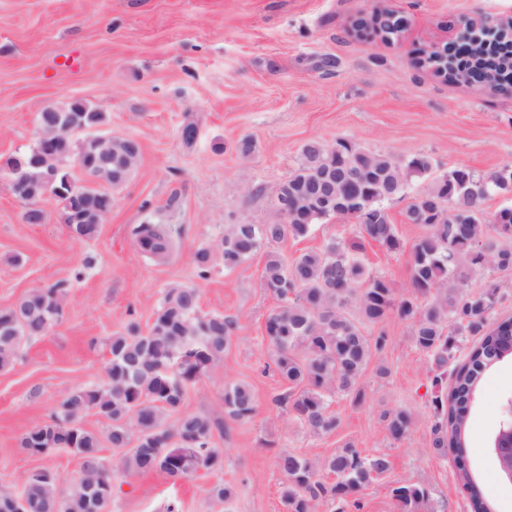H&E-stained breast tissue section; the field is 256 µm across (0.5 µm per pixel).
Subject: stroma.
<instances>
[{"label":"stroma","mask_w":512,"mask_h":512,"mask_svg":"<svg viewBox=\"0 0 512 512\" xmlns=\"http://www.w3.org/2000/svg\"><path fill=\"white\" fill-rule=\"evenodd\" d=\"M386 11L406 21L394 43L355 33L358 20ZM480 15L512 19V0H0V162L34 144L42 109L73 99L105 113L97 134L132 138L142 149L91 239L70 237L49 197L40 202L45 221L26 223L25 206L0 170V309L32 288L55 285L64 293L59 321L0 370V486L20 488L41 464L69 489L80 476L78 459L59 451L36 460L21 448L22 434L49 420L74 389L101 385L112 336L132 320L151 324L165 290L189 285L203 311L234 318L238 328L223 362L189 388L183 411L220 416L230 383H247L255 395L253 415L225 420L214 437L234 495L212 498L214 478L202 471L175 485L155 473L117 474L111 512H162L172 498L181 512H286L277 453L319 460L348 443L392 462L362 490L363 512H399L391 490L400 482L428 485L430 512H470L451 457L433 444L432 399L451 382L439 380L433 358L415 348L410 321L389 317L376 357L389 375L367 369L361 403L334 396L340 425L316 435L276 402L285 387L264 336L277 301L259 286L263 254L206 279L194 255L220 240L225 225L282 223L275 190L312 139L331 145L349 138L402 163L425 154L438 175L460 167L488 175L512 165V94L452 83L417 64L422 51L453 39L459 18ZM190 123L197 134L188 143L182 131ZM246 139L254 144L247 155L239 150ZM430 186V178L412 179L405 197L384 204L405 247L424 228L403 223L402 214ZM146 222L171 227L175 249L166 261L139 251L134 229ZM356 233L354 219L330 217L277 249L292 257ZM362 259L395 295L411 291L406 256L368 243ZM493 283V320L512 317V271L470 272L465 287ZM511 397L509 357L485 375L467 429L472 469L495 512H512V483L496 477L490 452ZM397 409L412 418L398 441L384 419Z\"/></svg>","instance_id":"obj_1"}]
</instances>
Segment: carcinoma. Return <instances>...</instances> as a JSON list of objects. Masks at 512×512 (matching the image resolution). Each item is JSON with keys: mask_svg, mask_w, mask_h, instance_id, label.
<instances>
[{"mask_svg": "<svg viewBox=\"0 0 512 512\" xmlns=\"http://www.w3.org/2000/svg\"><path fill=\"white\" fill-rule=\"evenodd\" d=\"M437 76L451 82L470 83L468 70L439 49L417 60ZM470 66L484 75L482 86L492 87L512 76V56L490 53L476 46ZM76 124L104 123V115L80 100L55 110ZM128 138L112 137V185L121 188L135 173L140 144L122 158L118 152ZM73 148L71 140L51 145H33L9 156L3 167L16 159L27 163L26 172L34 186L52 182L64 187L70 182L64 163ZM433 168L430 158L419 155L402 164L391 155L367 149L339 138L333 145L309 140L301 147L300 163L281 183L288 196V221L283 224H226L224 236L215 244L224 264L232 271L250 260L263 245L288 238L306 237L311 227L331 216L356 220L354 239L328 242L317 251H305L292 259L280 252L265 254L260 287L279 301L265 321L264 336L274 352L275 372L287 392L277 402L288 405L296 420L316 435L336 430L339 420L331 410L333 396L340 393L354 401L362 397L360 381L375 353L386 343L384 332L365 334L366 326L383 325L396 313L411 320L415 347L448 364V354L458 346L459 336L479 333L481 340L454 373L448 395H436L433 434L435 448L452 455L456 474L469 496L470 512H489L492 505L471 476V462L464 439L468 415L480 382L497 363L512 355V321L494 327L487 321L495 307L498 286L478 293H465L466 273L491 265L512 270V248L500 244L512 239V209L499 210L492 224L497 237L486 231L483 201L498 193L512 192V166L484 177L468 168H456L433 181L428 192L403 212L406 224H421L425 233L412 248V291L396 299L382 276L370 274L359 252L364 242H373L389 253L402 251L396 225L382 207L383 202L405 195L414 175ZM137 245L151 259H163L172 249L165 224H139ZM198 276L212 271V250L195 253ZM435 292L428 305L418 296ZM63 292L59 288H33L13 306L0 309V370L11 367L22 343L46 332L62 315ZM237 330V321L220 314L204 313L197 289L175 285L166 289L147 331L131 321L125 332L112 337L106 383L93 389H76L58 404L49 423H35L22 436L20 447L29 451L35 434L48 456L61 449L58 432L75 424L72 445L67 451L81 461L80 485L60 489L57 472L49 467L30 471L22 487L0 488V512H110L112 476L125 478L158 473L177 482L199 470L219 473L223 452L214 447V432L224 420L184 413L181 407L187 390L224 359ZM90 411L109 422L106 441L118 456L107 463L98 435L85 429L80 420ZM255 411L250 385L237 383L224 388V414L233 420L249 418ZM175 414L174 423L166 422ZM390 435L405 436L411 416L400 409L385 415ZM139 434L132 438L131 427ZM285 477L282 499L287 512H362L363 504L352 495L391 469L385 454L363 455L351 444L343 446L320 464L288 451L276 456ZM336 477L322 480L321 472ZM399 512H422L430 500L423 484H401L392 488Z\"/></svg>", "mask_w": 512, "mask_h": 512, "instance_id": "1", "label": "carcinoma"}]
</instances>
